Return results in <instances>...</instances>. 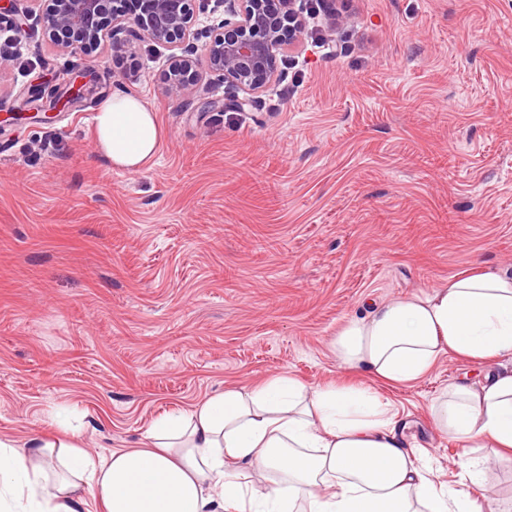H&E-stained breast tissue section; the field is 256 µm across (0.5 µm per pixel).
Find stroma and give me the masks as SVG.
<instances>
[{
	"mask_svg": "<svg viewBox=\"0 0 512 512\" xmlns=\"http://www.w3.org/2000/svg\"><path fill=\"white\" fill-rule=\"evenodd\" d=\"M253 108L200 73L164 93L166 48L143 39L61 54L40 0L0 19V438L133 448L160 415L282 373L341 377L331 342L372 305L476 269L512 274V0H335ZM345 23L332 27V15ZM93 70L82 102L17 119L28 89ZM121 89L164 130L130 173L93 118ZM197 100L213 102L207 112ZM483 368L448 353L382 387L439 482L486 512L512 505V460L458 454L428 408Z\"/></svg>",
	"mask_w": 512,
	"mask_h": 512,
	"instance_id": "1",
	"label": "stroma"
}]
</instances>
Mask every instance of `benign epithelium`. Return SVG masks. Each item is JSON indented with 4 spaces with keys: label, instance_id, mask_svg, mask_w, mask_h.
Segmentation results:
<instances>
[{
    "label": "benign epithelium",
    "instance_id": "benign-epithelium-1",
    "mask_svg": "<svg viewBox=\"0 0 512 512\" xmlns=\"http://www.w3.org/2000/svg\"><path fill=\"white\" fill-rule=\"evenodd\" d=\"M48 39L61 52L97 51L105 37L123 48L141 38L173 49L164 92L188 97L199 59L224 84L240 92L230 101L237 110L254 105L255 95L280 78L278 59L305 40V23L296 0H216L224 19L209 30V41L195 40L196 0H42ZM89 83L73 78L62 87H35L30 100L49 98V109L34 119L49 122L59 106H73L89 92Z\"/></svg>",
    "mask_w": 512,
    "mask_h": 512
}]
</instances>
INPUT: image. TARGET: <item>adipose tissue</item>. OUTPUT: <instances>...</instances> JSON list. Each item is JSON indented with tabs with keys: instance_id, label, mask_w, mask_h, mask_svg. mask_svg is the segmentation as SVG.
Returning <instances> with one entry per match:
<instances>
[{
	"instance_id": "obj_1",
	"label": "adipose tissue",
	"mask_w": 512,
	"mask_h": 512,
	"mask_svg": "<svg viewBox=\"0 0 512 512\" xmlns=\"http://www.w3.org/2000/svg\"><path fill=\"white\" fill-rule=\"evenodd\" d=\"M100 152L134 172L159 150L156 113L116 91L98 108ZM333 348L368 383L310 389L280 374L228 387L194 409L156 420L140 448L102 457L73 442L0 439V512H483L440 484L402 439L401 419L374 382L405 384L447 352L485 365L482 381L454 382L430 415L462 450L512 452V277L493 271L373 305Z\"/></svg>"
}]
</instances>
